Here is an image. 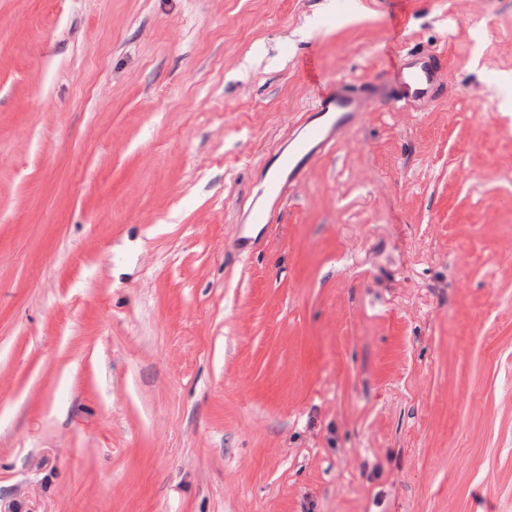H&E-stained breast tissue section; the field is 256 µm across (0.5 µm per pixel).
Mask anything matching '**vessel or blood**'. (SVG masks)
Here are the masks:
<instances>
[{"label": "vessel or blood", "mask_w": 512, "mask_h": 512, "mask_svg": "<svg viewBox=\"0 0 512 512\" xmlns=\"http://www.w3.org/2000/svg\"><path fill=\"white\" fill-rule=\"evenodd\" d=\"M314 88L312 115L306 116L299 132L289 141L271 168L264 204L251 208L242 219L244 227L271 223L292 185L303 177L308 166L338 141L368 107V100L348 94L340 87L322 84L314 63L305 66ZM395 88L404 96L420 100L439 84L441 74L431 58L415 57L396 65Z\"/></svg>", "instance_id": "vessel-or-blood-1"}]
</instances>
